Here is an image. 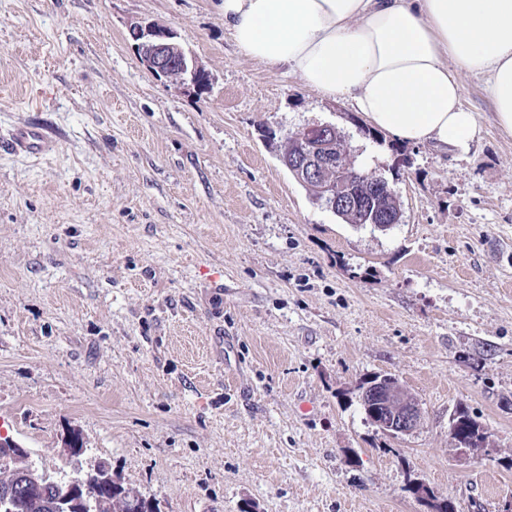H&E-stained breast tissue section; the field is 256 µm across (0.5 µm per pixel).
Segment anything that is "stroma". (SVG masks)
<instances>
[{"label": "stroma", "mask_w": 512, "mask_h": 512, "mask_svg": "<svg viewBox=\"0 0 512 512\" xmlns=\"http://www.w3.org/2000/svg\"><path fill=\"white\" fill-rule=\"evenodd\" d=\"M138 21L175 30L209 90L147 70ZM460 79L468 154L375 143L347 101L240 53L222 0H0V139L56 142L0 149V434L59 479L105 463L161 512H428L415 481L502 512L512 136ZM325 122L394 184L401 224H345L282 165L288 134ZM372 374L417 400L413 433L367 420ZM459 407L486 450L451 442ZM10 150L17 154H45L54 150L52 139L38 126H21L10 135Z\"/></svg>", "instance_id": "1"}]
</instances>
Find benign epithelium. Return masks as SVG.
<instances>
[{"label": "benign epithelium", "mask_w": 512, "mask_h": 512, "mask_svg": "<svg viewBox=\"0 0 512 512\" xmlns=\"http://www.w3.org/2000/svg\"><path fill=\"white\" fill-rule=\"evenodd\" d=\"M130 33L138 41L139 58L148 70L170 76L179 85L196 91L209 89V72L183 47L174 30L157 22H136L130 26ZM289 139L296 148L284 152L281 159L299 183L313 189L328 208L342 210L351 218L364 214L374 229L384 230L382 222L391 211H371L362 204L351 188L359 174L337 160L345 140L343 130L331 123H317L297 129ZM360 401L375 424L392 436L413 432L423 420L420 407L395 378L387 375L372 378ZM76 433L77 428L70 427L61 438L63 454L70 458L86 451L75 440ZM0 453L16 463L13 475L0 479V512H13V483L24 478L36 481V471L26 448L7 436H0ZM111 479L112 472L100 466L85 474L76 472L60 482L63 493L56 498L54 512H95L91 488Z\"/></svg>", "instance_id": "benign-epithelium-1"}]
</instances>
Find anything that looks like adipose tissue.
Segmentation results:
<instances>
[{
	"label": "adipose tissue",
	"instance_id": "ef3b65f1",
	"mask_svg": "<svg viewBox=\"0 0 512 512\" xmlns=\"http://www.w3.org/2000/svg\"><path fill=\"white\" fill-rule=\"evenodd\" d=\"M246 57L283 68L402 142L464 155L480 128L461 72L482 76L512 135V0H223Z\"/></svg>",
	"mask_w": 512,
	"mask_h": 512
}]
</instances>
